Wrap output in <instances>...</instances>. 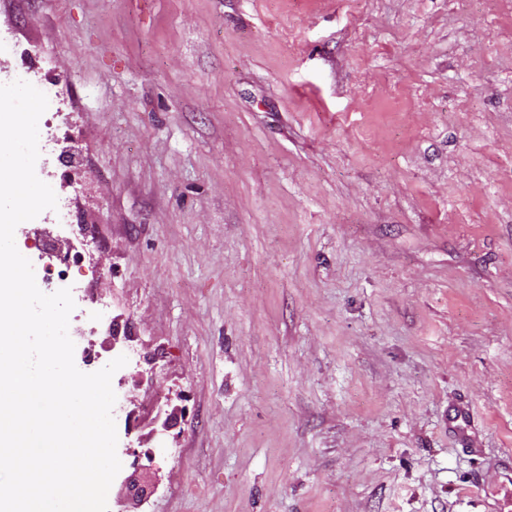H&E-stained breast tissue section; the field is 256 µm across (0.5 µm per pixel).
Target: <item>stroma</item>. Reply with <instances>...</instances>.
<instances>
[{
  "instance_id": "35a3bbf8",
  "label": "stroma",
  "mask_w": 512,
  "mask_h": 512,
  "mask_svg": "<svg viewBox=\"0 0 512 512\" xmlns=\"http://www.w3.org/2000/svg\"><path fill=\"white\" fill-rule=\"evenodd\" d=\"M141 512H488L512 453V0H0ZM131 340L113 342L112 324ZM474 416L485 461L448 429ZM137 463H134V471L123 482L121 496L118 505L123 508L118 512H141L130 509L139 508L146 500L151 488H155L157 479L155 469L150 465L138 464L139 455L136 454Z\"/></svg>"
}]
</instances>
